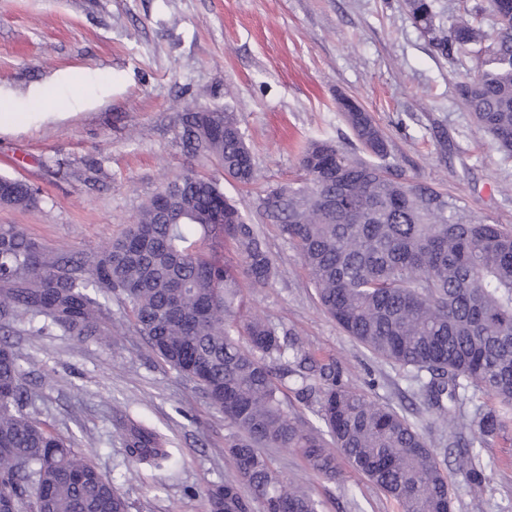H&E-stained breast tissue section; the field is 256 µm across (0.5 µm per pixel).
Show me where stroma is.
Returning a JSON list of instances; mask_svg holds the SVG:
<instances>
[{"mask_svg": "<svg viewBox=\"0 0 512 512\" xmlns=\"http://www.w3.org/2000/svg\"><path fill=\"white\" fill-rule=\"evenodd\" d=\"M461 79L432 54L405 0H0V108L18 117L0 130V176L39 193L35 207L0 208V225L62 253H100L165 181L187 168L206 175L256 225L277 268L269 286L244 288L250 314L290 329L343 383L425 431L454 512H512V430L481 449L485 483L473 490L448 446L455 422H433L402 370L323 311L297 250L261 206L269 188L303 184L308 140L354 152L343 94L374 117L404 178L448 193L465 219L512 225V159L475 125ZM46 91L55 105L42 109ZM186 108L236 113L260 179L241 184L215 159L188 156L177 136ZM106 314V335L84 342L12 324L32 410L111 478L130 512H209L206 489L236 476L230 425L134 335L127 304L109 298ZM120 412L167 435L174 463H132L113 427ZM268 454L322 512H402L346 459L329 480L295 449Z\"/></svg>", "mask_w": 512, "mask_h": 512, "instance_id": "1", "label": "stroma"}]
</instances>
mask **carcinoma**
Segmentation results:
<instances>
[{"label":"carcinoma","instance_id":"obj_1","mask_svg":"<svg viewBox=\"0 0 512 512\" xmlns=\"http://www.w3.org/2000/svg\"><path fill=\"white\" fill-rule=\"evenodd\" d=\"M432 53L459 64L464 107L512 158V0H473L440 23L439 0H406ZM472 66H467V63ZM366 157L316 139L301 151L306 183L267 191L263 208L297 249L323 309L370 352L413 374L425 411L457 422L450 447L490 446L512 422V230L457 217L448 196L403 179L369 112L342 110ZM187 154L215 157L232 179L258 176L232 112L177 113ZM36 191L0 177L1 207H31ZM232 249L234 257L221 250ZM276 268L255 225L215 183L193 170L166 182L102 255L74 258L15 225H0V329L43 317L69 336L101 331L105 291L127 303L135 332L234 429L238 480L207 489L210 512H320L261 452L296 448L332 480L339 449L402 512H451L448 478L407 416L338 379L335 365L303 350L295 334L243 314L242 281L268 286ZM314 426L288 412L277 370L284 356ZM481 394L487 410L467 403ZM12 346L0 341V512H129L127 500L85 456L26 411ZM113 426L139 466L172 458L159 431L121 416ZM459 469L479 488V456ZM248 485L250 498L239 493Z\"/></svg>","mask_w":512,"mask_h":512}]
</instances>
